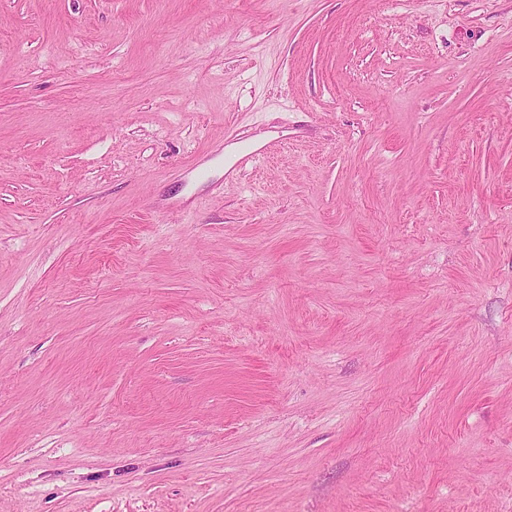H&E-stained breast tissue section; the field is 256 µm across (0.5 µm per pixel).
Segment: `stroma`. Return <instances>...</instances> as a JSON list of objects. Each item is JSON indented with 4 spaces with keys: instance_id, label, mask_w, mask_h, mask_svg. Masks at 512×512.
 I'll return each mask as SVG.
<instances>
[{
    "instance_id": "stroma-1",
    "label": "stroma",
    "mask_w": 512,
    "mask_h": 512,
    "mask_svg": "<svg viewBox=\"0 0 512 512\" xmlns=\"http://www.w3.org/2000/svg\"><path fill=\"white\" fill-rule=\"evenodd\" d=\"M0 512H512V0H0ZM265 155L264 150L252 149L247 144H243L230 168V173L228 172V176L237 175L247 168L254 167Z\"/></svg>"
}]
</instances>
